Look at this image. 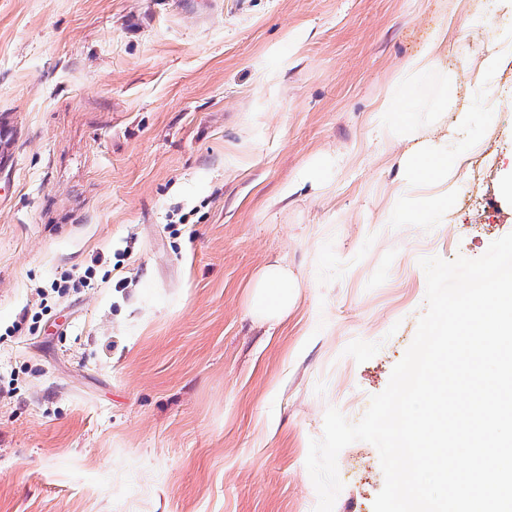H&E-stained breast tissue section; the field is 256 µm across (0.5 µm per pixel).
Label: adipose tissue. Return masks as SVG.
Listing matches in <instances>:
<instances>
[{
	"mask_svg": "<svg viewBox=\"0 0 512 512\" xmlns=\"http://www.w3.org/2000/svg\"><path fill=\"white\" fill-rule=\"evenodd\" d=\"M452 32L453 27L449 24L437 29L419 53L402 63L390 93L380 105L381 111H415L416 103L410 97L411 88L416 81L439 70L442 47ZM449 160H436L435 146L428 142L408 150L403 156L405 177L402 192H411L425 179L447 175ZM296 298L297 288L287 267L270 265L257 277L249 299V312L258 320L276 323L287 317Z\"/></svg>",
	"mask_w": 512,
	"mask_h": 512,
	"instance_id": "adipose-tissue-1",
	"label": "adipose tissue"
}]
</instances>
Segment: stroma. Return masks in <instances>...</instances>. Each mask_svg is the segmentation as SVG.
Returning a JSON list of instances; mask_svg holds the SVG:
<instances>
[{"label":"stroma","mask_w":512,"mask_h":512,"mask_svg":"<svg viewBox=\"0 0 512 512\" xmlns=\"http://www.w3.org/2000/svg\"><path fill=\"white\" fill-rule=\"evenodd\" d=\"M184 2L0 0V512H314L309 443L386 388L420 259L512 233L498 0ZM450 21L447 106L434 76L392 118L497 172L471 187L461 158L405 197L377 106ZM275 262L299 296L271 326L248 298ZM338 472L333 512H373L376 447ZM94 277V269L87 267L83 273H74L72 271H64L60 274L57 282L53 283V289H57L58 293H66L67 291L79 287H88Z\"/></svg>","instance_id":"1"}]
</instances>
